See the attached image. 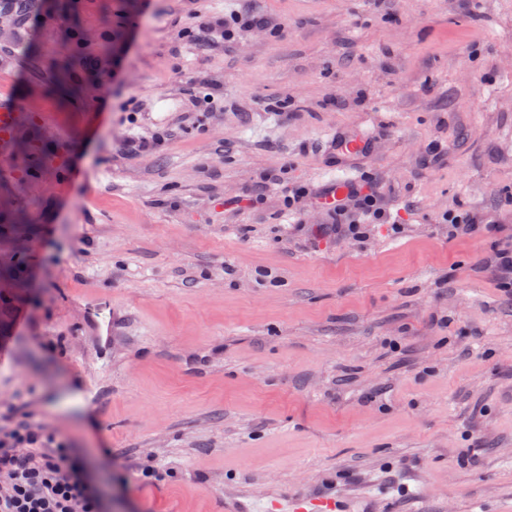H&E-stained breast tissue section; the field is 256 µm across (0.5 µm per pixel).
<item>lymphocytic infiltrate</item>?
Segmentation results:
<instances>
[{"instance_id":"f902f5d3","label":"lymphocytic infiltrate","mask_w":512,"mask_h":512,"mask_svg":"<svg viewBox=\"0 0 512 512\" xmlns=\"http://www.w3.org/2000/svg\"><path fill=\"white\" fill-rule=\"evenodd\" d=\"M377 194L375 183L365 180L330 203L336 214L355 207L364 216L363 222L346 225L345 234L358 236L365 222L387 223ZM0 512H99V502L67 450L20 422L0 431Z\"/></svg>"}]
</instances>
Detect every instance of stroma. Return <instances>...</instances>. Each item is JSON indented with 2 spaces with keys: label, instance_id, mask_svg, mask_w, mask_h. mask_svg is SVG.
Listing matches in <instances>:
<instances>
[{
  "label": "stroma",
  "instance_id": "stroma-1",
  "mask_svg": "<svg viewBox=\"0 0 512 512\" xmlns=\"http://www.w3.org/2000/svg\"><path fill=\"white\" fill-rule=\"evenodd\" d=\"M239 5L263 23L229 43L225 0H29L0 31V424L52 433L101 512H507L512 0ZM349 134L393 215L358 239L283 194ZM17 133L16 114L10 106H0V152L4 153ZM448 222L453 224L455 231L461 234H469L476 230H483L491 233L494 230L493 224L487 221L483 216L477 213H460L452 214L448 217ZM293 512H334L335 502L330 497L305 495L296 500Z\"/></svg>",
  "mask_w": 512,
  "mask_h": 512
}]
</instances>
